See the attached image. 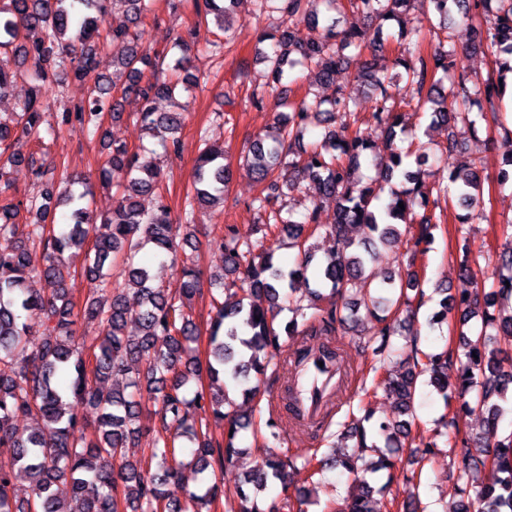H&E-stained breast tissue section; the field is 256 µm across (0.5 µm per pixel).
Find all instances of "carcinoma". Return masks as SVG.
Returning a JSON list of instances; mask_svg holds the SVG:
<instances>
[{"instance_id": "1", "label": "carcinoma", "mask_w": 512, "mask_h": 512, "mask_svg": "<svg viewBox=\"0 0 512 512\" xmlns=\"http://www.w3.org/2000/svg\"><path fill=\"white\" fill-rule=\"evenodd\" d=\"M0 6V48L12 47L11 57L0 59V93L20 78L31 82L28 95L17 106L11 122H0V366L10 373L0 374V447L16 449L12 461L0 463V512H61L59 504L70 500L68 512H202L224 493L223 486L207 482L200 491L188 492L187 504L166 500L161 485L179 478L185 467L199 474L234 462L242 454L238 447L240 432L251 425V418L224 412L229 387L242 391L246 400L259 393V385L270 361L280 358L283 370L294 365L291 384L286 386L297 401L308 391L304 367L311 349L295 352L293 358L281 356V333H301L318 337L322 358L341 369L340 381L348 377L336 345L338 330L355 329L370 322L363 342L381 356L398 335L395 325L378 309L393 303L391 295L404 296L405 288L416 291L418 305L425 293L412 272L397 273L382 283H374L371 245L389 243L405 225L414 247L430 244L433 230L441 224L434 213L415 212L429 201L455 198L466 214L458 216L466 224L469 212L481 206L484 177L471 160L448 172L447 180L427 184L423 166L429 156L413 149L415 134L407 129L405 111L428 116L429 130L448 129L442 151L462 154L467 137L477 135L475 106L487 105L488 111L477 118L492 120L503 130L505 163L512 165V128L502 121L500 96L504 76L512 72V0H429L438 16L432 25L435 46L428 54L418 53L417 63H407L405 53L419 46L418 32L407 18L414 0H348L349 8L374 28L354 25L338 32V19L332 15L338 0H324L327 14L312 20L313 33L304 36L286 22L260 34L258 43L270 42L261 49L267 64L266 87L270 90L288 79L300 66L309 75V88L297 102L281 101L285 111L276 115L266 138L249 143L244 161L257 182L263 185L251 206L262 218L266 230L293 240L298 257L288 267L274 261L273 251L254 255L255 247L238 238L233 231L224 233V274L214 278L219 287L242 284L243 297L232 303L213 300L214 317L209 325V355L201 362L192 347L198 327L184 309V303L201 293V272L194 256L179 254L180 244L170 235L171 211L161 199L163 176L156 165L140 160V153L121 143L111 146L101 171L103 184L115 188L112 215L94 219L86 188L67 187L55 195L45 189L38 195L20 198L10 178V169L27 164L35 178L47 185L54 181V167L46 160L23 151V143L42 140V124L49 108L41 94L43 85L59 82L60 69L70 59L66 75L87 84L86 98L72 109L55 115L57 127L78 124L97 131L106 112L112 119L122 112L112 95L113 84L96 74L100 49H112V62L127 72L129 81L121 96L141 101L137 120L167 154H177L179 133L184 125L186 105L179 98L191 94L199 76L189 78L192 58L200 54L216 55L231 43L230 38L205 47L196 46L178 33L171 49L177 51L173 64L164 65L138 52V41L148 18L154 16V0H6ZM237 0H195V12L213 16L223 31L226 17ZM317 0H257L256 17L279 13L291 16ZM124 6L125 21L109 26L108 6ZM466 23L474 33L471 48L494 57L497 78L473 83L453 71L455 45L452 19ZM396 22V43L401 55L395 65L403 68L390 75L377 76L364 57L365 51L384 50L389 37L383 25ZM37 33L30 42L18 41L20 30ZM355 64L357 76L367 84L373 100L370 120L386 139L385 153L376 157L377 177L362 182L357 175L361 163L375 153V145L363 135L357 102L339 92L323 95L318 89L330 85L342 66ZM443 72L448 80L444 88L436 79ZM164 97L175 111L157 112L153 103ZM322 129L321 140L306 144L303 134ZM232 178L224 164V146L208 144L198 157L193 180L182 208L181 223L191 227L196 211L224 202ZM309 179L319 196L336 202L334 223L327 225L336 237V250L315 260L308 240L318 232L320 201H311L302 222L293 213L275 208L279 198L300 189ZM158 196L156 208L145 211L140 198ZM404 208H399L398 203ZM68 208L66 220L55 223L56 209ZM32 221L17 223L20 211ZM351 224H360L365 240L348 234ZM151 247L157 255L170 257L179 270L181 288L176 291L154 285L150 270L138 261L140 251ZM463 275L476 280L468 246L461 247ZM81 256L87 277L100 282L110 292L108 299H87L83 314L74 312L67 298L63 270ZM122 259L125 287H114L112 264ZM314 282L310 295L319 299L322 291L339 297L341 304L327 308L303 304L292 297L297 280ZM136 297L132 305L127 294ZM440 296L439 321L453 315L459 340L455 348L443 346L431 352L418 347L411 334L410 354L404 369L385 376L373 386L396 401L397 418L373 421V413L362 407L364 415L344 432L356 440L339 459L326 456L270 452L256 462L244 482L233 490L244 506L239 512H307V498L273 499L265 510L252 504V494L268 483H284L291 469L300 464L318 474L339 468L352 477L356 492L336 507V512H376L371 505L375 486L367 474L395 468V457L411 437L414 401L422 378H428L443 401H460L466 415L477 409L486 412L482 431L472 434L459 428L448 435V457L455 467L457 481L472 488L466 508L459 512H512V432H499L512 394V370L502 367L501 356L512 351V246L501 252L495 262L491 285L481 283L469 293L448 301L447 290L436 289ZM292 318L279 331L275 318L282 311ZM480 324L473 325L474 318ZM96 321L102 337L93 350L91 364L75 347L79 319ZM139 327V334L125 332L128 323ZM43 336L41 345L23 358L32 331ZM456 362L455 386L448 385V363ZM133 374L125 389L106 388L115 375ZM206 374L216 389L207 394L188 385ZM86 400L97 411L95 437L87 438L86 423L73 412L70 399ZM155 406L153 414L163 430H175L173 439L158 437L149 446L142 461L126 459L125 448L141 436L136 427L145 404ZM207 413L217 423L227 421L224 439L218 441L209 427L198 419ZM33 417L38 430L25 437L17 435L13 421ZM438 451L437 443L427 442L419 468L403 473L412 485L407 500L397 506L400 512H426L416 489L422 479L424 463ZM157 472L150 473L151 467ZM21 469L30 479L31 497L19 501L10 493L14 470Z\"/></svg>"}]
</instances>
